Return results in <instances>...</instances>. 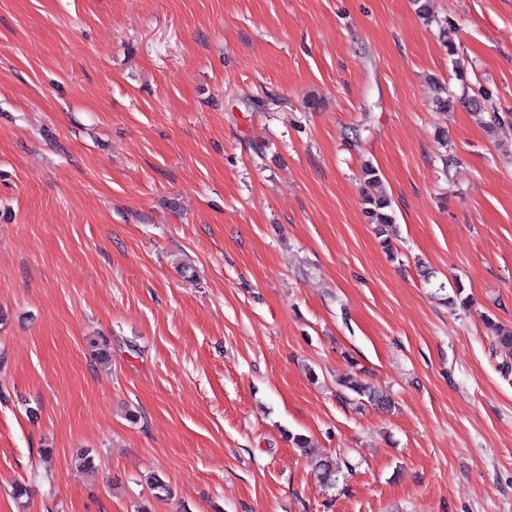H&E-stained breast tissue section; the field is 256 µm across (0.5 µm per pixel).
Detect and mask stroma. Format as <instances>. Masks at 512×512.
<instances>
[{"instance_id":"stroma-1","label":"stroma","mask_w":512,"mask_h":512,"mask_svg":"<svg viewBox=\"0 0 512 512\" xmlns=\"http://www.w3.org/2000/svg\"><path fill=\"white\" fill-rule=\"evenodd\" d=\"M429 4L0 0V512H512V0ZM361 177L364 182L365 215L369 224H377V230L382 234L386 231V226L394 223L393 216L389 213L391 201L381 190L382 178L377 168L372 164H366ZM338 385L344 388L346 391L357 395V397H359L358 400H364L365 398L366 400L364 401L381 409L389 410L394 404L392 402L391 396L388 393L376 389L374 386L360 378H345L340 380ZM312 463L315 474L322 484L327 487L336 485L339 475L343 474L345 476L344 469L348 474H351L353 469H355V465L348 459L343 458L338 461L336 458L329 455L316 456Z\"/></svg>"}]
</instances>
